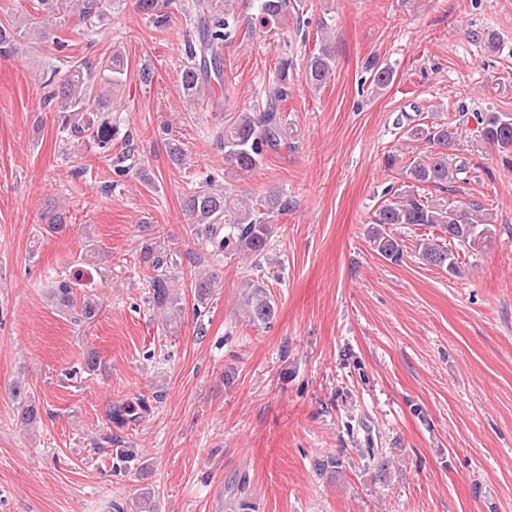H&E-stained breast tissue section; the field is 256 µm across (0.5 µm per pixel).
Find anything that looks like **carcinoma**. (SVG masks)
<instances>
[{"label": "carcinoma", "instance_id": "obj_1", "mask_svg": "<svg viewBox=\"0 0 512 512\" xmlns=\"http://www.w3.org/2000/svg\"><path fill=\"white\" fill-rule=\"evenodd\" d=\"M262 24L283 19L288 15L291 0H255ZM173 0H136L137 10L154 25L164 26L170 18ZM110 0H38L35 13L22 11L0 21V56L15 52L20 39L40 44L52 41L56 50L66 47L68 40L51 36L50 28L68 30L82 38L92 35L108 18ZM191 9L197 22L196 33L185 40L188 63L181 75L184 97L192 102L205 101L212 95L211 82L224 81V47L232 44L238 35L231 0H192ZM335 59L331 47L320 44L312 52L305 73L306 81L322 87L331 78ZM289 60L280 62L274 87L260 111L240 112L235 120L217 133L216 143L224 151V163L245 173L254 170L266 150H278L282 145L292 146L295 134L288 127L278 103L289 95L286 76ZM127 65L120 49L99 60L71 61L64 73L53 71L46 81L45 103L57 112V129L65 141L78 149L95 147L112 157L115 127L110 118L112 93L127 82ZM480 140L493 145L505 154H512V113L486 112L476 116ZM411 136L437 146L404 166L408 182L416 185H444L466 172L467 162L450 157L457 140L456 128L439 125L431 129H413ZM288 202L277 191L255 201L243 200L224 191L209 179L204 185L184 195L183 211L188 219L190 236L200 248L219 258L226 250L246 249L262 254L269 248L274 218L285 211ZM371 223L374 247L385 258L401 260L398 241L387 232L394 224L428 225L439 227L448 236V244L441 246L434 240L418 243L420 259L439 268L454 272L459 254L452 251L454 243L476 249L495 235L492 213L479 202L456 205L448 200H436L411 193L399 200L385 203L376 210ZM141 260L150 276L152 308L167 315L182 310V298L175 291V278L169 269L178 265L176 253L167 252L160 242L145 244ZM220 284L214 270L196 271L191 287L196 305L204 306L211 300ZM53 306L73 318V322L91 323L97 317L101 304L92 293V284L82 283L77 277L56 275L49 292ZM243 311L252 324L268 323L275 316L276 302L260 284L250 285L243 302ZM12 397L22 408L21 419L32 422L37 410L28 390L21 383L11 386Z\"/></svg>", "mask_w": 512, "mask_h": 512}]
</instances>
